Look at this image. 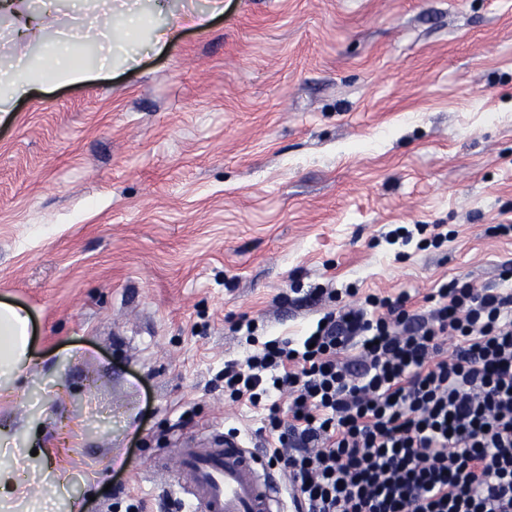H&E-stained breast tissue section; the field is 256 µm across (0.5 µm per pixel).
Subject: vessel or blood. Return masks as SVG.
<instances>
[{"label": "vessel or blood", "instance_id": "vessel-or-blood-1", "mask_svg": "<svg viewBox=\"0 0 512 512\" xmlns=\"http://www.w3.org/2000/svg\"><path fill=\"white\" fill-rule=\"evenodd\" d=\"M175 459L171 485L191 499L194 512H286L282 478L238 433L207 447L182 444Z\"/></svg>", "mask_w": 512, "mask_h": 512}]
</instances>
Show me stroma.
Wrapping results in <instances>:
<instances>
[{
  "label": "stroma",
  "mask_w": 512,
  "mask_h": 512,
  "mask_svg": "<svg viewBox=\"0 0 512 512\" xmlns=\"http://www.w3.org/2000/svg\"><path fill=\"white\" fill-rule=\"evenodd\" d=\"M133 66L49 82L0 112V302L31 316L42 366L0 396L39 429L85 512H192L161 459L264 412L224 404L233 330L297 338L315 285L407 294L512 267V0H220ZM0 19V63L50 56ZM441 224V248L391 245ZM102 471L96 483L83 474ZM429 226H432L433 232L430 233L429 238L421 237L418 239L416 243L418 249L425 250L429 247L440 248L443 246L445 242H448V231H446L445 233L443 231L435 232V230H438L440 227L443 226L441 224H416L414 225V231L409 230L404 226H399L393 230H390L385 235V237L390 244H396L398 242H401L402 245H408L413 241L415 232L417 236H423L425 235Z\"/></svg>",
  "instance_id": "1"
}]
</instances>
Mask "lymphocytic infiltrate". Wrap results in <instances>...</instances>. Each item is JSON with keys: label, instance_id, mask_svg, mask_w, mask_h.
<instances>
[{"label": "lymphocytic infiltrate", "instance_id": "1", "mask_svg": "<svg viewBox=\"0 0 512 512\" xmlns=\"http://www.w3.org/2000/svg\"><path fill=\"white\" fill-rule=\"evenodd\" d=\"M335 306L298 340L224 364V399L262 407L307 512H512V289L453 279L407 297L308 289ZM358 348L357 362L344 360Z\"/></svg>", "mask_w": 512, "mask_h": 512}]
</instances>
